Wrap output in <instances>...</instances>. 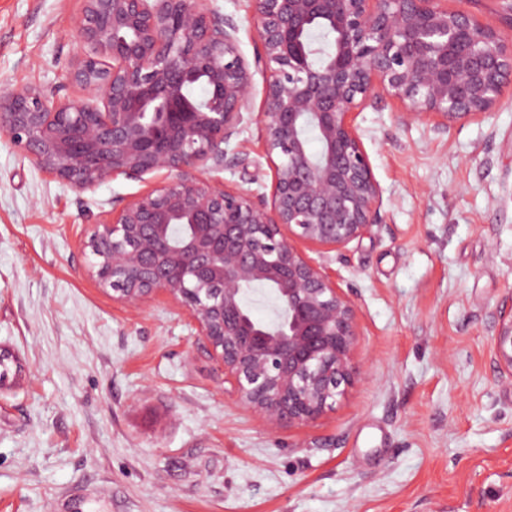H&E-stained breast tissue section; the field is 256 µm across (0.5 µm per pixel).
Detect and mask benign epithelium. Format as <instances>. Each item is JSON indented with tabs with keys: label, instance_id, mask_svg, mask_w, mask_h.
I'll list each match as a JSON object with an SVG mask.
<instances>
[{
	"label": "benign epithelium",
	"instance_id": "benign-epithelium-1",
	"mask_svg": "<svg viewBox=\"0 0 512 512\" xmlns=\"http://www.w3.org/2000/svg\"><path fill=\"white\" fill-rule=\"evenodd\" d=\"M80 2L75 26L89 51L67 73L79 97L37 83L1 93L0 131L75 189L120 175L148 184L94 226L91 276L129 308L159 294L184 306L236 403L271 429L315 423L360 372L358 316L296 241L324 258L381 223L359 111L388 96L403 119L448 130L491 114L512 82V32L446 0H253L265 74L255 114L251 63L213 0ZM318 19L335 34L319 66L302 41ZM199 78L210 93L193 103L185 88ZM249 121L266 147L267 194L249 188L254 176L232 186L210 177L247 167L226 146ZM173 224L186 226L176 241ZM256 284L283 308L274 328L244 302ZM497 312L494 356L512 380V294Z\"/></svg>",
	"mask_w": 512,
	"mask_h": 512
}]
</instances>
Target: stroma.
I'll list each match as a JSON object with an SVG mask.
<instances>
[{
  "label": "stroma",
  "mask_w": 512,
  "mask_h": 512,
  "mask_svg": "<svg viewBox=\"0 0 512 512\" xmlns=\"http://www.w3.org/2000/svg\"><path fill=\"white\" fill-rule=\"evenodd\" d=\"M260 51L252 0H214ZM512 28V0H448ZM78 0H0V93L73 95ZM391 98L357 124L382 222L331 256L358 309L366 375L314 424L269 429L237 406L187 310L134 311L89 274L101 216L144 191L83 192L36 169L0 132V341L33 375L0 392V512H512V382L493 352L512 291V90L454 129L405 121ZM232 185H270L249 125Z\"/></svg>",
  "instance_id": "35a3bbf8"
}]
</instances>
